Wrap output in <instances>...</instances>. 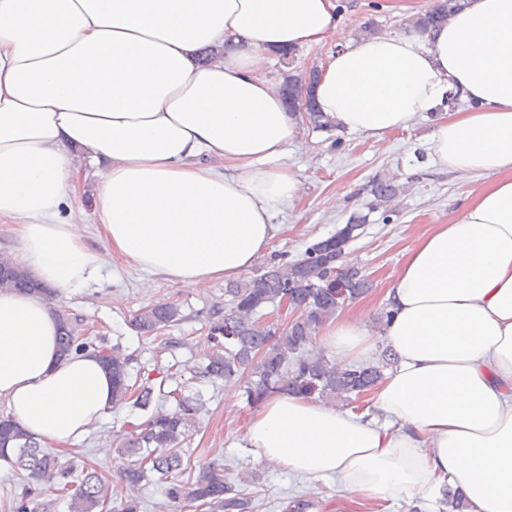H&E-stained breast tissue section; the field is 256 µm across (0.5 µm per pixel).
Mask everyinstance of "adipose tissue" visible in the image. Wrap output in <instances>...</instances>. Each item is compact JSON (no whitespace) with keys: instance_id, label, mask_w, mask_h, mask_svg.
Here are the masks:
<instances>
[{"instance_id":"1","label":"adipose tissue","mask_w":512,"mask_h":512,"mask_svg":"<svg viewBox=\"0 0 512 512\" xmlns=\"http://www.w3.org/2000/svg\"><path fill=\"white\" fill-rule=\"evenodd\" d=\"M336 0H0V216L16 263L72 291L100 255L59 220L76 158L103 168L96 214L129 264L201 288L266 251L277 206L303 184L280 160L299 136L265 68L271 50L336 33ZM213 51L202 62L203 51ZM467 107L445 111L449 92ZM338 129L380 139L435 114L430 156L482 181L460 217L418 239L386 291L389 322L322 332L338 364L396 356L366 410L274 394L243 447L362 501L463 493L467 512H512V0H464L427 32L358 36L314 87ZM58 319L0 290V401L65 447L112 411L98 356L61 358Z\"/></svg>"}]
</instances>
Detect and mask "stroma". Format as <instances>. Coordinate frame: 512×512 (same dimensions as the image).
<instances>
[{
    "label": "stroma",
    "instance_id": "1",
    "mask_svg": "<svg viewBox=\"0 0 512 512\" xmlns=\"http://www.w3.org/2000/svg\"><path fill=\"white\" fill-rule=\"evenodd\" d=\"M341 27L324 43L298 48L291 64L283 65L277 55H268L266 66L278 82L288 74L309 67H322L347 37L358 35L361 26L374 24L378 34L407 31L412 18L425 13L435 0H336ZM431 118H423L407 130L388 133L375 140L336 129L319 130L302 119L300 134L283 157L304 185L298 200L277 209L278 226L267 252L249 275H256L277 255L292 261L306 248L334 234L352 213L366 215L358 237L345 248L346 263L358 266L372 287L340 308V319L364 316L376 320L384 306V295L398 274L404 256L417 240L435 225L452 223L460 216L480 187L479 182L433 166L425 154ZM83 189L60 212L80 224L91 247L101 256V278L88 287L60 293V304L80 322L82 335L99 336L105 347L116 346L132 357L133 366L160 382L172 364L191 368L202 362L214 346L213 323L224 310V280L195 290L180 286L161 275H152L127 265L113 253L97 222L94 189L101 174L81 166ZM385 179L399 184V194L387 205L371 208L368 184ZM178 305L181 320L167 328L175 345L161 349L159 343L141 335L131 325L138 310L158 302ZM184 392L200 396V417L184 446L180 480L190 485L199 468L208 464L223 469L226 480L252 497L254 512H283L288 498L303 495L312 502L310 512H365L347 491L329 478L311 482L288 470L257 461L240 438L256 414L246 401L243 381L231 383L189 379ZM146 412L124 406L102 418L80 441L60 450L62 460L95 465L106 477L113 501H120L121 471L130 463L118 445L129 437Z\"/></svg>",
    "mask_w": 512,
    "mask_h": 512
}]
</instances>
